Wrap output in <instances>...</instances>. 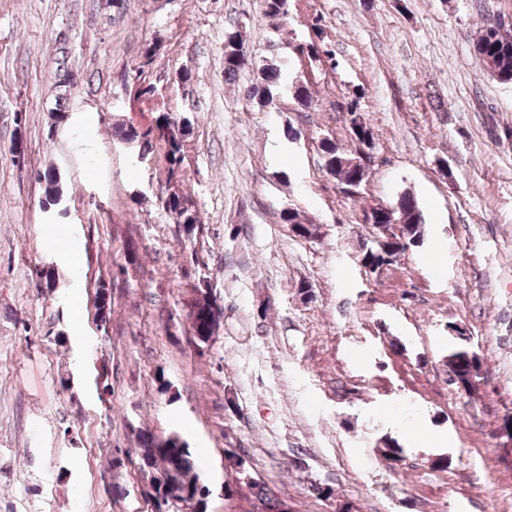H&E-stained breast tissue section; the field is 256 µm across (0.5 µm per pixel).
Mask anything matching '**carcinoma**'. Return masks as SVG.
Listing matches in <instances>:
<instances>
[{"label": "carcinoma", "mask_w": 512, "mask_h": 512, "mask_svg": "<svg viewBox=\"0 0 512 512\" xmlns=\"http://www.w3.org/2000/svg\"><path fill=\"white\" fill-rule=\"evenodd\" d=\"M268 16L288 19L289 0H265ZM312 35L304 43L297 45L299 55L311 61L331 58V50L321 43L322 28L320 17L312 18L309 24ZM246 44L241 31L229 29L224 34V77L229 82L236 81L238 73L245 68L248 55H238L239 47ZM473 53L482 64L483 71L490 77L503 83H512V33L500 26V21L491 17L483 22V26L473 41ZM292 94L298 104L305 108L312 106L314 94L303 80H288L280 69L274 65H266L258 72L255 82L244 90V95L263 106L274 103V98L283 92ZM187 126L181 124L168 113L159 114L154 124L144 130L130 126L120 130V137L125 141L143 143L146 152L151 153L157 145L165 147L166 180L169 193L163 201V207L173 222L182 226L185 233L192 234L201 223L189 195L179 188L184 163V138ZM322 168L326 174L336 180L340 191L349 198L355 197L351 188L362 184L373 157L363 158L356 154L349 156L340 150L336 141L330 137L320 140ZM45 184V203L51 205L54 199L61 196L55 172L48 168L39 174ZM391 212L401 219L402 233L405 244L401 249L416 246L423 242L426 224L416 198L410 194L399 197ZM365 273L376 274V269L388 263L387 252L381 244H374L363 251L360 259ZM113 283L101 281L96 290L99 304L97 306L101 321L109 322L112 313ZM192 333L201 342L208 341L216 330L212 318V300L210 288L202 283L192 289L187 301ZM448 368L456 382L463 383L465 388L474 386L479 378L481 366H474L467 358V349L456 347L448 354ZM140 449L138 460L139 470L154 489L150 495L152 503L150 512H180L185 503H195L196 512H206L204 486L187 444L179 436L173 434L160 438L148 431H140L136 435ZM379 453L391 461L401 460L402 450L398 444L383 437L377 442ZM226 456L234 466L236 477L224 484V500L235 502L247 489L246 500L249 509L246 512H292L288 500L281 498L264 482L251 477L245 472L242 456L234 450L226 452Z\"/></svg>", "instance_id": "cac0c4a2"}]
</instances>
